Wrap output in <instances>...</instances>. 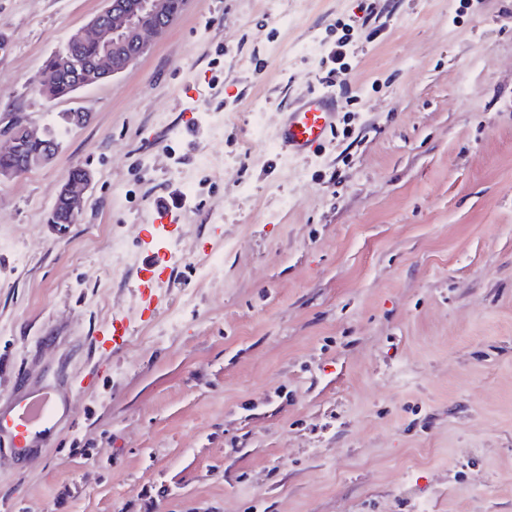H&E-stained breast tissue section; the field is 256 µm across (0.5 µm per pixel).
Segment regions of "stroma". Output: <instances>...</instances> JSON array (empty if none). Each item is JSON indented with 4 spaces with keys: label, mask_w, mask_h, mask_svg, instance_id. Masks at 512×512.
I'll return each instance as SVG.
<instances>
[{
    "label": "stroma",
    "mask_w": 512,
    "mask_h": 512,
    "mask_svg": "<svg viewBox=\"0 0 512 512\" xmlns=\"http://www.w3.org/2000/svg\"><path fill=\"white\" fill-rule=\"evenodd\" d=\"M104 5L0 0V139L90 116L0 183V396L21 372L71 404L0 456V512H512V0H187L125 72L44 101ZM321 90L334 133L280 155ZM336 103L329 93L309 95L293 101L278 130V147L288 155H302L317 149L334 128ZM92 175L89 171L79 168L75 175L66 178L60 193L64 194L68 199L69 209L65 197L60 194L53 207L52 214L49 213L47 222L51 221L50 227L58 234L63 236L68 231L72 218L76 221L84 200L86 192L92 184ZM70 210V212H69ZM128 325L126 318H113L112 329L100 345V351L104 354H115L125 348L128 342Z\"/></svg>",
    "instance_id": "stroma-1"
}]
</instances>
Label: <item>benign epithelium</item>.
Segmentation results:
<instances>
[{"label": "benign epithelium", "instance_id": "1", "mask_svg": "<svg viewBox=\"0 0 512 512\" xmlns=\"http://www.w3.org/2000/svg\"><path fill=\"white\" fill-rule=\"evenodd\" d=\"M169 10V0H139L135 13L116 7L112 0H106L105 8L70 37L72 42L95 44L98 54L94 61L82 68L69 62L68 58H62L63 66L74 70L75 89L92 85L105 77H114L146 55L160 34L142 27L141 19L149 16L164 21L170 18ZM22 138L28 141L43 140L44 150L37 157L22 159L18 166L0 169V181L18 178L52 161L60 148L56 140L48 138V133L37 135L24 126L16 125L9 131L8 147L0 154H16ZM91 184V173L82 168L66 178L60 193L68 199L72 218L78 217Z\"/></svg>", "mask_w": 512, "mask_h": 512}]
</instances>
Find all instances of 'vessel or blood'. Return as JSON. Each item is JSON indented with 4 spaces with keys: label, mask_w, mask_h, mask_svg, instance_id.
Here are the masks:
<instances>
[{
    "label": "vessel or blood",
    "mask_w": 512,
    "mask_h": 512,
    "mask_svg": "<svg viewBox=\"0 0 512 512\" xmlns=\"http://www.w3.org/2000/svg\"><path fill=\"white\" fill-rule=\"evenodd\" d=\"M336 119V103L331 94L309 95L293 101L279 126V149L293 156L317 149L334 128ZM127 342V322L116 318L100 350L114 354L123 350ZM68 414V401L58 399L49 388L8 397L6 403L0 404V455L6 453L16 462H24L57 433Z\"/></svg>",
    "instance_id": "b4317fda"
}]
</instances>
